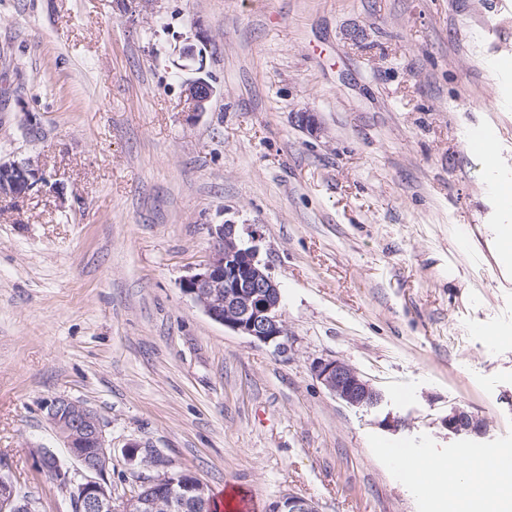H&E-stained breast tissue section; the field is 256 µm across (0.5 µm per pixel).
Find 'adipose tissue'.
<instances>
[{
    "instance_id": "obj_1",
    "label": "adipose tissue",
    "mask_w": 512,
    "mask_h": 512,
    "mask_svg": "<svg viewBox=\"0 0 512 512\" xmlns=\"http://www.w3.org/2000/svg\"><path fill=\"white\" fill-rule=\"evenodd\" d=\"M401 468L425 494H451L461 512H512V473H498L496 484L480 488L472 479L478 465L472 461H440L421 456L406 459Z\"/></svg>"
}]
</instances>
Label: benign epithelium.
I'll return each mask as SVG.
<instances>
[{"instance_id": "7a95c632", "label": "benign epithelium", "mask_w": 512, "mask_h": 512, "mask_svg": "<svg viewBox=\"0 0 512 512\" xmlns=\"http://www.w3.org/2000/svg\"><path fill=\"white\" fill-rule=\"evenodd\" d=\"M188 117L205 112L213 97V86L203 77L182 84ZM48 184L43 170L28 158L22 162L0 163V194L24 198L34 187ZM213 248L202 264L185 276L180 287L213 321L233 332L265 344L284 347L286 328L280 313L278 283L258 259V249L245 244L234 224H212ZM315 373L324 386L341 401L352 406H371L379 393L350 365L338 360L316 364ZM46 419L62 436L69 457L76 462L75 473L63 468L59 458L47 448L38 455L42 473L55 480L67 494L73 512H152L155 500L173 497L181 489V501L206 499L209 489L188 472H163L146 483L150 495L137 491L115 494L112 480V443L105 425L90 406L65 396L45 401ZM448 431L454 434L478 431L482 422L465 411H454L447 418ZM124 455L129 461L152 466L160 462L151 451L136 441L127 443ZM0 512H36V502L17 490L13 478L0 471ZM269 512H319L305 498L289 495L274 503Z\"/></svg>"}]
</instances>
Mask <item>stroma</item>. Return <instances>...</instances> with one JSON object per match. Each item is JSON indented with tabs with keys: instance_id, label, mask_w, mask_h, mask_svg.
<instances>
[{
	"instance_id": "35a3bbf8",
	"label": "stroma",
	"mask_w": 512,
	"mask_h": 512,
	"mask_svg": "<svg viewBox=\"0 0 512 512\" xmlns=\"http://www.w3.org/2000/svg\"><path fill=\"white\" fill-rule=\"evenodd\" d=\"M199 44L202 61L182 56ZM512 0H0V465L39 512L45 400L94 408L116 494L131 440L253 512H457L387 457L512 448ZM214 88L189 119L182 84ZM313 113L318 129L294 115ZM496 123L494 166L465 146ZM236 225L279 285L285 348L179 286ZM483 327L484 335L474 334ZM380 394L347 405L314 367ZM483 422L450 433L452 410ZM39 184L47 185L48 181L34 160L0 163V194L25 198ZM315 373L337 399L352 406H371L379 393L350 365L338 360H324L315 366Z\"/></svg>"
}]
</instances>
